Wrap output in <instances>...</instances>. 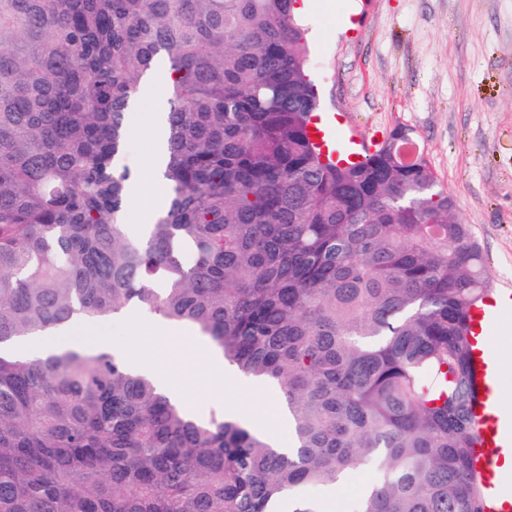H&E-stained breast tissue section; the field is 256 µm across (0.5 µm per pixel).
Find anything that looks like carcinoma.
<instances>
[{
  "instance_id": "1",
  "label": "carcinoma",
  "mask_w": 512,
  "mask_h": 512,
  "mask_svg": "<svg viewBox=\"0 0 512 512\" xmlns=\"http://www.w3.org/2000/svg\"><path fill=\"white\" fill-rule=\"evenodd\" d=\"M295 0H0V512H482L457 205L392 140L324 161ZM168 68L166 205L126 231V114ZM193 259L187 263L185 253ZM138 308L273 384L292 454L196 418L107 347L20 339ZM377 478L376 470L365 465L351 471L342 484L311 490L309 494L320 512H350L356 500Z\"/></svg>"
}]
</instances>
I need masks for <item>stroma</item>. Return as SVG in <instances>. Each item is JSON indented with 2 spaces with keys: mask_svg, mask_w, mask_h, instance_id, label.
<instances>
[{
  "mask_svg": "<svg viewBox=\"0 0 512 512\" xmlns=\"http://www.w3.org/2000/svg\"><path fill=\"white\" fill-rule=\"evenodd\" d=\"M302 21L309 74L321 109L349 114L357 127L409 129L437 179L458 205L486 261L493 288L512 285V0H310ZM147 97L127 114L122 158L142 199L164 186L145 160L156 135L147 115L168 109L162 68L145 80ZM133 309L98 322L99 343L151 362L158 377L195 400L214 392L203 355L210 345L178 325ZM225 402L251 424L289 438L276 387L243 376L225 380ZM378 478L368 465L339 485L312 491L319 512H351Z\"/></svg>",
  "mask_w": 512,
  "mask_h": 512,
  "instance_id": "35a3bbf8",
  "label": "stroma"
}]
</instances>
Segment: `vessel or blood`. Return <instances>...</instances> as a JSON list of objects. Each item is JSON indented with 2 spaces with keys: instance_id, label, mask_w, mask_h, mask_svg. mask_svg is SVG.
Listing matches in <instances>:
<instances>
[{
  "instance_id": "b4317fda",
  "label": "vessel or blood",
  "mask_w": 512,
  "mask_h": 512,
  "mask_svg": "<svg viewBox=\"0 0 512 512\" xmlns=\"http://www.w3.org/2000/svg\"><path fill=\"white\" fill-rule=\"evenodd\" d=\"M347 123V117L328 112L313 118L308 134L325 158L334 162H358L375 150L376 139L363 135H351L347 144H340L341 128ZM509 309H512V289L503 288L474 310L471 318L476 328L470 358L476 391L472 410L481 437L472 453V465L482 475L486 488L484 512H512V491L505 486L503 470L504 453L512 449V423L505 421L498 411L501 360L492 337L501 314Z\"/></svg>"
}]
</instances>
